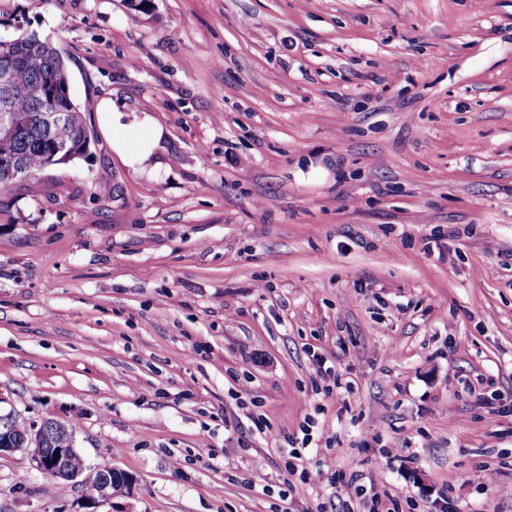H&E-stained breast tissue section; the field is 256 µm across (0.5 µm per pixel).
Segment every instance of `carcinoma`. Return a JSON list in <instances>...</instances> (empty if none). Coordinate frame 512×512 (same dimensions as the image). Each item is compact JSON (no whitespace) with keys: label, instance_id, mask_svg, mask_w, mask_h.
<instances>
[{"label":"carcinoma","instance_id":"carcinoma-1","mask_svg":"<svg viewBox=\"0 0 512 512\" xmlns=\"http://www.w3.org/2000/svg\"><path fill=\"white\" fill-rule=\"evenodd\" d=\"M8 63L13 68L16 94L12 99V109L25 122L22 134L9 141L0 140V187L8 188L15 183L7 177L8 169L22 162L36 177L47 168L46 159L52 139L69 143L71 155L62 161L66 165L85 157L82 142L89 126L86 113L77 104L65 109V122L59 126H48L44 114L62 103V99L40 101L29 97L26 89L33 85H47L59 88L64 83L65 69L61 67L55 48L37 35L19 36L8 46L0 45V65ZM0 425L7 428L13 447L23 449L29 456H43L51 448H70L74 442L73 427L60 422L50 423L49 436L45 439L33 438L32 425L8 412L0 416Z\"/></svg>","mask_w":512,"mask_h":512}]
</instances>
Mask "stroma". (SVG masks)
Masks as SVG:
<instances>
[{
  "instance_id": "1",
  "label": "stroma",
  "mask_w": 512,
  "mask_h": 512,
  "mask_svg": "<svg viewBox=\"0 0 512 512\" xmlns=\"http://www.w3.org/2000/svg\"><path fill=\"white\" fill-rule=\"evenodd\" d=\"M27 34L94 139L0 189V413L137 477L99 512H512V0H0ZM82 498L0 457V512ZM145 135L148 136L144 137ZM160 136V129L156 127L149 128L139 139V146L137 151L131 156L126 155L127 158L133 164L142 165L153 152V149L157 145Z\"/></svg>"
}]
</instances>
